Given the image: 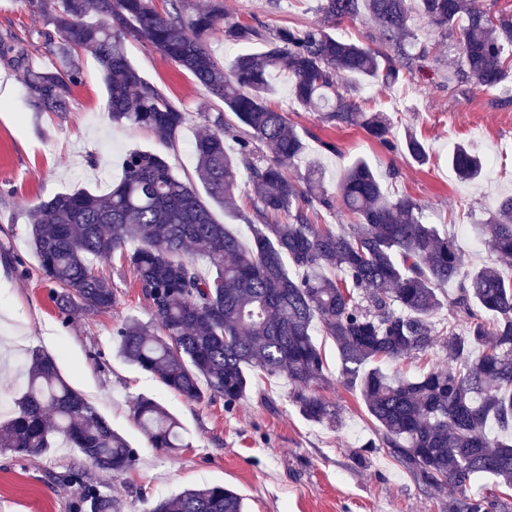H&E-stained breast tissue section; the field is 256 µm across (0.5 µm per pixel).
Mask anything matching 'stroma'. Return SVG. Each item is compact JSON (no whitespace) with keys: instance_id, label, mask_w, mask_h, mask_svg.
Returning a JSON list of instances; mask_svg holds the SVG:
<instances>
[{"instance_id":"1","label":"stroma","mask_w":512,"mask_h":512,"mask_svg":"<svg viewBox=\"0 0 512 512\" xmlns=\"http://www.w3.org/2000/svg\"><path fill=\"white\" fill-rule=\"evenodd\" d=\"M317 6L318 0H279L275 8L270 0H224L230 16L270 29L314 25L322 19ZM411 28L422 57L405 79L380 90L362 87L354 98L388 112L396 132L416 130L429 154L427 164L387 150L360 128L325 124L320 113L293 100L286 75L272 77L269 102L297 129L310 132L298 167H321L328 191H335L346 168L365 159L384 173L389 197H411L428 222L454 236L472 265L512 275V259L490 253L477 230L512 194V91L449 82L458 61L455 40L441 38L417 15ZM127 53L139 74L184 110L186 122L175 143L164 144L147 128L108 121L107 88L91 56L82 58V82L61 119H34L22 72L0 65V398L5 411H13L23 393L30 352L53 357L62 377L136 451L130 471L95 475L120 512H149L157 499L216 484L236 491L246 512H444L447 490L418 485L383 453L367 452L365 463H357L355 454L373 438L374 425L360 397L342 383L336 347L322 327L313 332L326 359L318 391L341 410L343 425L337 430L308 422L296 411L283 375L253 373L250 394L228 408L220 398L186 401L126 362L117 352L113 327L129 317L149 321L152 313L119 261L102 264L117 296L112 311L84 312L62 322L30 247L28 207L61 192H109L132 150L156 152L179 176L195 175L192 143L205 127L206 92L151 46L131 39ZM324 140L336 142L339 154L322 151ZM460 143L485 159L476 181H461L449 163ZM92 154L99 167L88 165ZM139 396L153 398L179 419L189 447L167 452L151 446L132 419ZM81 465L73 449L60 445L39 458L0 453V512H70L77 489L63 476Z\"/></svg>"}]
</instances>
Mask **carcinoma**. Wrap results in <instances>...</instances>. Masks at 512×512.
Here are the masks:
<instances>
[{
  "mask_svg": "<svg viewBox=\"0 0 512 512\" xmlns=\"http://www.w3.org/2000/svg\"><path fill=\"white\" fill-rule=\"evenodd\" d=\"M41 17L22 37L0 38V62L23 72L30 111L63 117L82 80L81 55L101 68L105 112L117 125L154 130L175 143L185 113L129 61L125 40L158 50L192 75L224 109L207 112V130L193 143L195 173L208 197L237 210L238 175L257 191L243 216L251 245L218 223L192 180L174 174L158 154L132 151L118 184L105 194L59 193L26 211L29 242L50 299L65 321L117 303L111 276L98 260L118 258L132 270L152 310L148 323L114 329L117 351L189 402L220 397L230 408L247 397L251 371L286 375L289 401L307 421L338 427L340 413L314 385L325 363L312 336L314 322L336 344L343 384L359 391L376 427L370 448H382L419 484L448 488L445 512H502L499 493L512 488V279L471 265L454 238L425 219L409 197L391 198L375 168L357 161L336 194L312 165L288 172L306 149L304 136L267 101L271 77L288 76L305 109L337 126L363 129L387 149L428 161L410 128L398 137L390 119L347 97L338 80L387 87L419 55L411 13L443 37H457L456 82L478 89L507 86L512 66V13L483 0H320L326 22L365 13L377 23L386 51L348 42L324 25L267 30L230 17L223 0H19ZM247 47L225 65L214 36ZM45 49L51 65L36 62ZM232 113L236 121L226 119ZM237 142L231 156L225 139ZM449 162L465 181L478 179L483 158L465 144ZM341 207L355 218L350 231L315 223L322 209ZM484 245L512 258V196L480 223ZM211 273H202L198 258ZM455 291L448 293V285ZM448 307L452 319L437 328ZM440 345L448 365L411 377L385 367L424 356ZM133 417L156 448L189 447L183 428L150 397ZM61 440L85 463L64 475L78 486L72 512H115L116 502L91 471L127 472L136 452L60 375L53 358L32 351L26 386L13 414L0 421V452L37 457ZM487 477L493 488L470 490ZM150 512H245L243 498L220 485L158 499Z\"/></svg>",
  "mask_w": 512,
  "mask_h": 512,
  "instance_id": "carcinoma-1",
  "label": "carcinoma"
}]
</instances>
